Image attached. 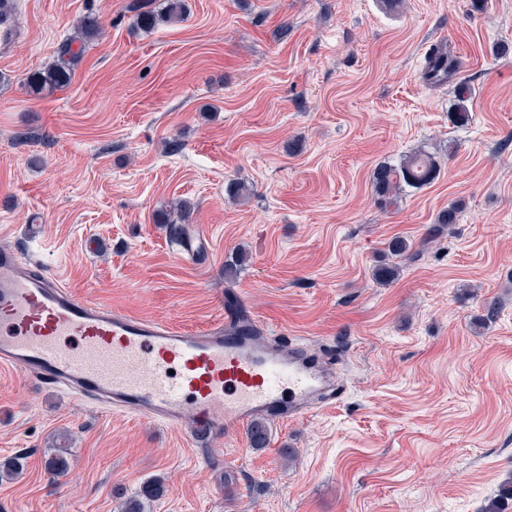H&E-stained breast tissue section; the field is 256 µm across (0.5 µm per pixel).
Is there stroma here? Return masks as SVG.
Listing matches in <instances>:
<instances>
[{"label":"stroma","instance_id":"1","mask_svg":"<svg viewBox=\"0 0 512 512\" xmlns=\"http://www.w3.org/2000/svg\"><path fill=\"white\" fill-rule=\"evenodd\" d=\"M27 0L0 58V244L81 300L195 330L241 294L268 336L333 355L334 406L269 443L204 459L177 429L103 413L0 368V512H482L512 481V0ZM98 18L64 89L30 93L80 18ZM446 46L472 88L428 86ZM440 174L381 210L374 168L417 149ZM234 182L251 193L235 201ZM208 246L179 255L172 202ZM459 205L456 224L428 232ZM436 228V227H435ZM410 251L375 282L393 238ZM246 261L226 280L224 264ZM68 449L62 476L49 449ZM165 7L159 12L143 11L137 14L136 26L142 30H153L159 25L182 22L188 11L185 0H165ZM455 99L453 100V109L450 112V120L453 123L462 125L469 120V107L467 102L470 101L472 93L471 89L465 83L459 84L454 89ZM165 493V487L160 480L145 483L139 493L127 499L120 512H146L151 503L160 499Z\"/></svg>","mask_w":512,"mask_h":512}]
</instances>
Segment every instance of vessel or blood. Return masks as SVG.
Segmentation results:
<instances>
[{
	"label": "vessel or blood",
	"instance_id": "b4317fda",
	"mask_svg": "<svg viewBox=\"0 0 512 512\" xmlns=\"http://www.w3.org/2000/svg\"><path fill=\"white\" fill-rule=\"evenodd\" d=\"M15 0H0V47L20 35ZM107 413L174 427L213 447L257 420L294 422L335 404L329 357L265 336L244 299L199 330L89 304L0 245V368Z\"/></svg>",
	"mask_w": 512,
	"mask_h": 512
}]
</instances>
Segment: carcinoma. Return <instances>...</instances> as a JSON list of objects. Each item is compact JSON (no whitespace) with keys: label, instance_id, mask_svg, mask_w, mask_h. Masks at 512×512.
<instances>
[{"label":"carcinoma","instance_id":"1","mask_svg":"<svg viewBox=\"0 0 512 512\" xmlns=\"http://www.w3.org/2000/svg\"><path fill=\"white\" fill-rule=\"evenodd\" d=\"M188 7L185 0H166L165 7L159 12L143 11L137 14L136 26L142 30H152L159 25L182 22L187 15ZM100 27L94 19L84 18L78 24L77 34L59 49L57 61L45 68L32 73L27 84L31 92L39 93L45 89L67 87L73 77V69L77 63L82 46L93 40L99 34ZM80 47L73 48L74 43ZM456 71V63L449 52L443 48L437 49L428 57L424 72L425 80L431 85H439L450 78ZM455 99L450 112V120L462 125L469 120L468 102L471 99V89L465 83L454 89ZM440 165L436 156L424 150L411 152L403 156L398 163L379 164L372 173L374 190L383 206H393L397 203L400 191L409 188H421L431 184L439 175ZM399 274L395 263H383L375 267V280L388 285L393 283ZM251 447L264 448L268 443V429L261 423L253 424L249 429ZM66 449H52L48 466L57 476L64 475L68 470V461L64 457ZM23 469L21 458L11 457L0 461V479H12ZM165 493V487L159 480L145 483L139 493L127 499L120 512H146L151 503L160 499Z\"/></svg>","mask_w":512,"mask_h":512}]
</instances>
